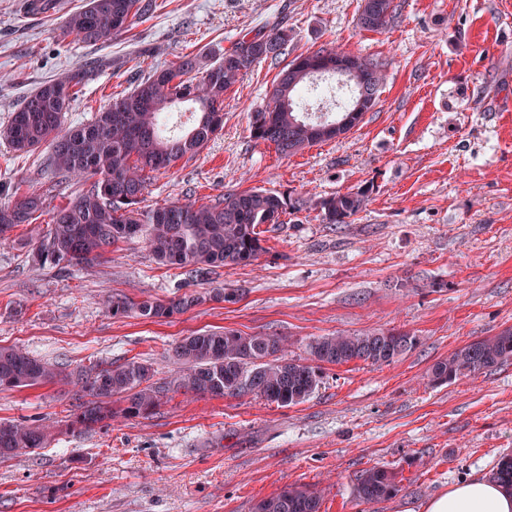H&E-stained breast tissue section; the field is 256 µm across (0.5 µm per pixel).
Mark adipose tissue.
Returning a JSON list of instances; mask_svg holds the SVG:
<instances>
[{
	"mask_svg": "<svg viewBox=\"0 0 512 512\" xmlns=\"http://www.w3.org/2000/svg\"><path fill=\"white\" fill-rule=\"evenodd\" d=\"M424 512H512V494L491 479L472 477L432 498Z\"/></svg>",
	"mask_w": 512,
	"mask_h": 512,
	"instance_id": "1",
	"label": "adipose tissue"
}]
</instances>
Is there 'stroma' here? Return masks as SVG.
Wrapping results in <instances>:
<instances>
[{
	"mask_svg": "<svg viewBox=\"0 0 512 512\" xmlns=\"http://www.w3.org/2000/svg\"><path fill=\"white\" fill-rule=\"evenodd\" d=\"M86 0H0V126L44 81L82 66L88 81L66 114L89 120L153 68L193 54L216 61L250 30L280 26L294 53L333 44L382 58L379 103L346 138L291 157L251 139L248 113L276 74L263 62L224 100V126L198 155L153 175L142 210L203 202L252 187L324 197L362 186L366 207L346 224L317 210L267 225L251 264L202 278L159 264L143 241L87 266L39 267L0 247V345L76 371L139 357L170 377L171 347L195 332L234 330L285 339L294 359L336 333L401 330L417 344L381 367L329 366L303 403L252 395L169 394L153 414L115 415L74 433L63 420L74 386L0 391V420L54 421L48 447L0 460V512H252L292 485L323 491L321 512H423L431 498L512 452V362L435 382L431 368L470 341L512 328V0H405L385 30L357 24L360 0H155L149 16L108 45L63 36ZM47 148L0 143V187L52 184ZM214 289L163 321L115 317L104 300L168 299ZM398 474L400 491L355 498L371 466Z\"/></svg>",
	"mask_w": 512,
	"mask_h": 512,
	"instance_id": "stroma-1",
	"label": "stroma"
}]
</instances>
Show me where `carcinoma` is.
I'll return each mask as SVG.
<instances>
[{
    "instance_id": "1",
    "label": "carcinoma",
    "mask_w": 512,
    "mask_h": 512,
    "mask_svg": "<svg viewBox=\"0 0 512 512\" xmlns=\"http://www.w3.org/2000/svg\"><path fill=\"white\" fill-rule=\"evenodd\" d=\"M150 4L144 0H88L86 6L66 18L62 34L87 44H105L130 31L145 17ZM399 0H360L358 25L381 31L401 9ZM288 30L261 27L244 34L231 48L203 69L197 57L185 55L156 68L133 89L112 98L91 120L68 126L66 112L84 85L86 71L42 83L0 126V140L18 153L51 148L49 167L55 184L78 190L63 206H50L37 190L13 194L0 201V244L8 233L31 224L51 211L46 230L28 242V258L39 267L66 268L90 263L112 248L142 239L164 265L177 266L191 277H204L213 269L247 265L264 251L260 226L278 224L292 210H319L325 224H347L366 206L369 188L337 191L319 199L287 201L268 190L253 187L231 190L197 203L172 202L150 211L138 208L152 174L168 170L186 157L199 153L222 129L224 98L253 68L268 61L280 70L265 103L250 112V136L275 147L282 156L294 155L327 141L320 130L336 120L310 117L311 98L325 92L343 108L357 95L378 104L387 78L385 60L350 53L357 80L319 86L307 68L345 53L327 45L300 53L290 61ZM175 104L197 110L195 125L183 134L165 129ZM201 297L185 293L168 300L135 301L113 296L106 301L114 316L135 314L144 319L170 318L196 306ZM416 344V337L400 331L321 336L309 344V357L288 359L283 340L266 334L243 335L233 330L196 333L172 348L179 370L168 381L150 382L151 367L132 357L120 364L97 362L77 373L31 356L24 349L0 346V390L59 382L80 385L71 403L67 428L93 431L112 420V404L124 403V417L153 413L164 397L181 390L200 396L254 395L281 407L307 400L318 387L323 365H344L360 360L389 365ZM512 361V329L473 340L436 362L437 382L489 371ZM50 427L0 420V459H13L44 448ZM493 480L512 493V454H503ZM398 474L384 466H372L357 476L354 496L378 502L399 491ZM322 495L311 486L289 487L258 501L253 512H320Z\"/></svg>"
}]
</instances>
